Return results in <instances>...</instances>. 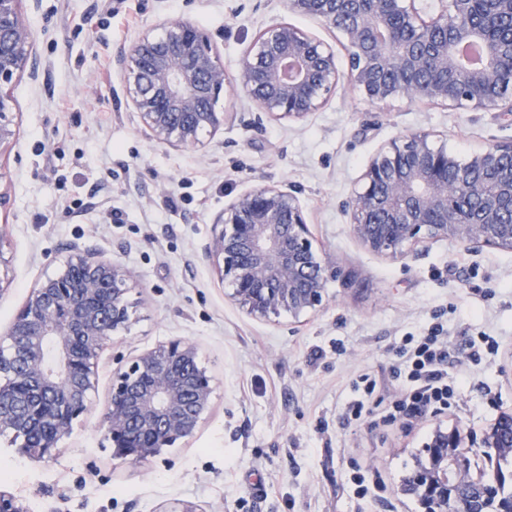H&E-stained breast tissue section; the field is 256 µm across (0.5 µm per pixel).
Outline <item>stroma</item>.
Wrapping results in <instances>:
<instances>
[{
	"instance_id": "obj_1",
	"label": "stroma",
	"mask_w": 512,
	"mask_h": 512,
	"mask_svg": "<svg viewBox=\"0 0 512 512\" xmlns=\"http://www.w3.org/2000/svg\"><path fill=\"white\" fill-rule=\"evenodd\" d=\"M42 69L10 88L18 135L0 149V257L11 280L0 293V335L29 293L64 266L71 242L88 239L105 259L133 269L136 307L97 365L90 410L55 459L21 455L0 434V490L29 512H419L400 492L435 427L473 438L512 412V252L434 242L391 260L364 248L348 213L370 157L390 140L430 133L459 160L485 145L512 142V115L393 99L370 107L348 84L302 120L248 122L237 86L220 106L223 130L205 148L173 150L141 130L114 58L167 18L199 26L237 78L246 47L267 25L286 21L348 60L339 32L290 13L285 0H23ZM297 191L314 244L335 269L313 314L263 320L228 297L203 248L224 207L260 184ZM177 209H169V198ZM443 324L457 341L495 337L481 365L459 355L452 408L388 422L342 417L358 375L375 373L377 399L400 394L394 377L405 337ZM173 339L197 344L212 377V405L196 435L161 456L113 459L102 433L112 375ZM377 476L365 498L354 470Z\"/></svg>"
}]
</instances>
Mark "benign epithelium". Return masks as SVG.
I'll return each mask as SVG.
<instances>
[{"instance_id":"7a95c632","label":"benign epithelium","mask_w":512,"mask_h":512,"mask_svg":"<svg viewBox=\"0 0 512 512\" xmlns=\"http://www.w3.org/2000/svg\"><path fill=\"white\" fill-rule=\"evenodd\" d=\"M22 0H0V148L16 135L9 87L39 78L40 57L22 17ZM423 17L419 0H287L289 11L341 33L349 69L335 49L286 21L266 26L242 55L237 86L258 115L301 120L321 109L342 79L371 105L409 102L512 112V0H440ZM126 97L144 132L172 148L203 146L201 134L224 128L216 104L228 76L209 36L188 20L166 19L117 53ZM350 208L352 232L391 258L449 240L512 251V143L493 144L465 162L435 146L428 132L383 145L366 166ZM65 269L43 280L0 336V434L20 437L18 452L50 458L90 407L99 356L128 329L133 271L81 242L68 246ZM205 256L231 286L230 298L257 318L286 311L298 318L326 298L318 259L296 191L264 184L243 193L213 223ZM53 344L58 365L47 367ZM213 397L211 376L188 340L159 344L112 377L102 419L112 457L141 463L192 438ZM484 448L512 450V412L483 434ZM468 433L436 429L428 462L401 491L424 512H512V496L470 473ZM0 512H27L0 492Z\"/></svg>"}]
</instances>
